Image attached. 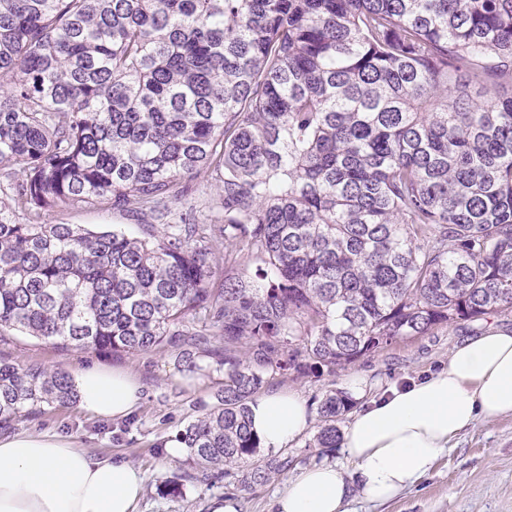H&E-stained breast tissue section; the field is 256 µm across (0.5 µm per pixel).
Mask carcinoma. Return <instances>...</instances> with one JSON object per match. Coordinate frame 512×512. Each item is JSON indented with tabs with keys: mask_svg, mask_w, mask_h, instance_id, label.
<instances>
[{
	"mask_svg": "<svg viewBox=\"0 0 512 512\" xmlns=\"http://www.w3.org/2000/svg\"><path fill=\"white\" fill-rule=\"evenodd\" d=\"M461 75L512 88V0H0V339L224 338L221 404L177 442L226 474L261 448L267 374L512 312V95ZM203 172L207 222L175 211ZM71 208L153 224L53 219ZM76 397L66 372L0 360V429ZM353 407L326 396L315 447ZM191 195L189 204L201 211L203 217L214 214L219 209V190L215 180L209 173H202L190 183ZM55 219L68 224H81L96 231L122 230L133 237H147V226L153 224L149 218L139 221L133 220L119 212L70 210L61 214H55Z\"/></svg>",
	"mask_w": 512,
	"mask_h": 512,
	"instance_id": "carcinoma-1",
	"label": "carcinoma"
}]
</instances>
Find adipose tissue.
I'll use <instances>...</instances> for the list:
<instances>
[{
  "instance_id": "ef3b65f1",
  "label": "adipose tissue",
  "mask_w": 512,
  "mask_h": 512,
  "mask_svg": "<svg viewBox=\"0 0 512 512\" xmlns=\"http://www.w3.org/2000/svg\"><path fill=\"white\" fill-rule=\"evenodd\" d=\"M80 406L104 419L132 413L141 386L120 368L75 376ZM512 415V330L492 327L454 344L448 365L358 410L342 446L348 467L320 462L287 482L275 512H350L353 498L391 501L427 476L452 441L478 420ZM254 432L279 449L309 427L305 398L292 390L258 396ZM144 487L135 467L94 457L51 434L0 436V512H137Z\"/></svg>"
}]
</instances>
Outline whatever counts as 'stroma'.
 Returning a JSON list of instances; mask_svg holds the SVG:
<instances>
[{"mask_svg":"<svg viewBox=\"0 0 512 512\" xmlns=\"http://www.w3.org/2000/svg\"><path fill=\"white\" fill-rule=\"evenodd\" d=\"M57 219L96 231L117 229L133 237L147 235L142 222L113 211L70 210L58 214ZM492 326L511 329L512 314L439 327L393 342L331 376L297 378L273 373L263 390H295L315 411L324 394L348 391L349 379L356 374L363 380L361 391L354 394L361 407L372 397L441 371L448 364L453 344ZM223 346L221 337L212 336L207 345L197 349L168 347L127 354L63 349L17 331L8 332L0 340V357L17 365L58 369L72 375L94 365L113 366L130 371L141 385L140 402L126 417L100 419L76 403L59 406L40 402L28 406L13 430L57 434L95 456L135 465L145 475L139 512H208V502L215 497L231 502L236 512H273L276 496L293 475L314 463L343 461L341 448L313 447L317 424H310L284 448L259 450L253 463L239 465L225 475L205 471L188 452L176 457L167 454L180 429L219 407L224 368L214 352ZM284 457L290 461L288 470L251 490L242 489L241 480L252 464ZM171 482L178 484L179 494H169L167 485ZM353 508L355 512H512V416L481 420L465 430L454 448L438 458L428 476L390 502L374 504L359 499Z\"/></svg>","mask_w":512,"mask_h":512,"instance_id":"stroma-1","label":"stroma"}]
</instances>
